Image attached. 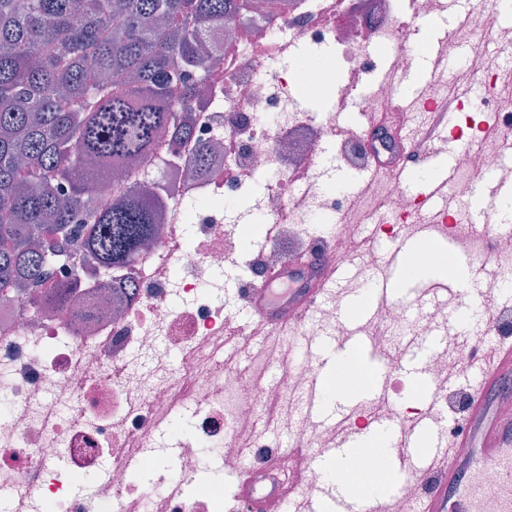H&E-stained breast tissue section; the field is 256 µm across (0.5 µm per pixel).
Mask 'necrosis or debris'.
I'll return each instance as SVG.
<instances>
[{"label": "necrosis or debris", "instance_id": "obj_1", "mask_svg": "<svg viewBox=\"0 0 512 512\" xmlns=\"http://www.w3.org/2000/svg\"><path fill=\"white\" fill-rule=\"evenodd\" d=\"M412 3L405 14L396 0H255L224 26L190 137L165 132L159 151L96 186L92 206L105 209L138 198L164 167L153 245L106 276L73 243L51 270L50 315L24 299L0 301V512H224L223 481L196 490L197 473L254 463L273 428L322 442L290 418L302 368L263 384L224 358V272L258 277L226 243L250 226L268 244L264 261L281 264L312 245L310 225L351 206L333 187L326 144L337 141L347 167L364 166L357 133H337L323 112L298 105L294 85L323 90L324 68H274L285 41L335 48L348 73L344 95H357L364 112H396L394 83L362 90L358 78L377 43L395 48L398 71L412 69L415 22L437 0ZM204 147L212 153L203 161ZM499 163L493 145L469 147L448 187L460 217ZM447 318L437 308L415 321L396 306L378 327L392 348Z\"/></svg>", "mask_w": 512, "mask_h": 512}]
</instances>
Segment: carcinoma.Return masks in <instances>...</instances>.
Masks as SVG:
<instances>
[{"mask_svg": "<svg viewBox=\"0 0 512 512\" xmlns=\"http://www.w3.org/2000/svg\"><path fill=\"white\" fill-rule=\"evenodd\" d=\"M229 0H0V297L47 284L54 240L106 270L154 233L148 200L91 208L105 169L187 133Z\"/></svg>", "mask_w": 512, "mask_h": 512, "instance_id": "1", "label": "carcinoma"}]
</instances>
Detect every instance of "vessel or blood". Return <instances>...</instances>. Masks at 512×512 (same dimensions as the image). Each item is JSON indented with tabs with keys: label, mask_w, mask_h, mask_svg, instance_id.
I'll list each match as a JSON object with an SVG mask.
<instances>
[{
	"label": "vessel or blood",
	"mask_w": 512,
	"mask_h": 512,
	"mask_svg": "<svg viewBox=\"0 0 512 512\" xmlns=\"http://www.w3.org/2000/svg\"><path fill=\"white\" fill-rule=\"evenodd\" d=\"M472 9L471 0H442L439 12L428 23L417 25L415 34L423 53L412 74L393 76L391 55H384L379 69L369 79L396 77L403 89L406 110H416L426 101L428 86L443 79L451 61H472L471 45L460 39ZM512 33V0H494L492 34ZM473 91L471 83L455 87L453 109H441L442 124L449 134L447 149L409 144L403 162L380 163L367 169L365 180H347L348 197L359 201L373 193L378 178L384 177L413 195L415 210L407 224L397 225L391 240L375 263L361 267V251L350 252L346 260L336 258L332 245L322 244L305 258H296L261 273L258 283L239 289L246 313L265 333H298L310 370L304 385V414L318 428L334 433L326 447L310 448L298 454L287 482L271 490L257 487L251 467L235 477L234 501L248 504L251 512H389L396 494L388 488L382 495H351L335 481L319 490L305 488L308 471L323 470L328 460L359 465L355 448L365 441L364 431L352 427L356 414L370 419L371 431L386 434L388 469L402 477L422 481L423 494L406 512H512V417L497 409L498 402L512 397V342L497 339L472 343L467 294L462 284L445 275L412 277L407 273L416 245L427 243L444 254L458 252L460 239L456 214L460 205L448 193L462 171V152L456 142L460 112ZM386 115L363 113L362 148L373 153L375 131L386 124ZM496 115H484L476 125L478 137L494 143L505 166L504 172L483 178L479 195L480 213L496 214L502 204L512 201V138L498 134ZM336 299V332L305 336L301 330L310 315L327 297ZM445 307L452 317L427 336H411L389 350L373 330L381 310L392 305ZM477 347L479 354L470 364L478 382L469 393L468 408L450 431L443 432L440 389L427 367L429 352ZM363 359L370 366V383L365 395L328 399L326 380L345 359ZM410 378L426 409L417 416L399 417L390 393L389 364ZM493 468L499 486L487 492L474 479L477 466Z\"/></svg>",
	"instance_id": "obj_1"
}]
</instances>
